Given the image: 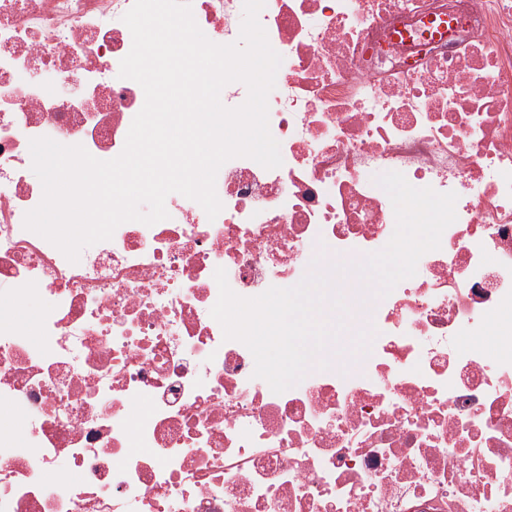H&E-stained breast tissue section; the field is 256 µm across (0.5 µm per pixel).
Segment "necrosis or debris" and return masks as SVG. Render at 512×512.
I'll return each mask as SVG.
<instances>
[{
  "mask_svg": "<svg viewBox=\"0 0 512 512\" xmlns=\"http://www.w3.org/2000/svg\"><path fill=\"white\" fill-rule=\"evenodd\" d=\"M133 0H0V512H512V0H266L281 167L219 169L69 262L25 229L31 139L110 160L145 102L119 78ZM214 43L243 0H192ZM457 219L372 312V352L276 394L210 310L325 243L395 229L374 175ZM42 310L21 320L29 296Z\"/></svg>",
  "mask_w": 512,
  "mask_h": 512,
  "instance_id": "necrosis-or-debris-1",
  "label": "necrosis or debris"
}]
</instances>
